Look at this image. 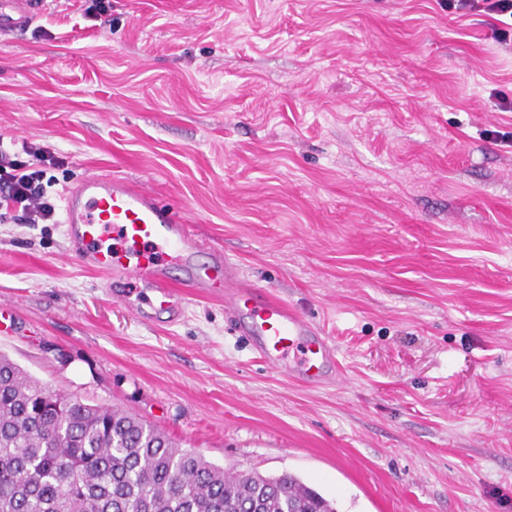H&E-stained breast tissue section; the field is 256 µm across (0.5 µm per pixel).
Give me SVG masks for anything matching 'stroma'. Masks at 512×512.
Instances as JSON below:
<instances>
[{"label":"stroma","mask_w":512,"mask_h":512,"mask_svg":"<svg viewBox=\"0 0 512 512\" xmlns=\"http://www.w3.org/2000/svg\"><path fill=\"white\" fill-rule=\"evenodd\" d=\"M52 0L0 32V139L154 191L320 326L341 383L224 317L114 302L60 224H0V352L338 512H512V42L448 0Z\"/></svg>","instance_id":"1"}]
</instances>
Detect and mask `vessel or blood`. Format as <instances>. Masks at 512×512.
Listing matches in <instances>:
<instances>
[{
  "label": "vessel or blood",
  "instance_id": "vessel-or-blood-1",
  "mask_svg": "<svg viewBox=\"0 0 512 512\" xmlns=\"http://www.w3.org/2000/svg\"><path fill=\"white\" fill-rule=\"evenodd\" d=\"M41 0H0V29L31 23ZM69 256L101 273L109 295L136 312L178 321L190 298H222L227 322L265 364L293 381L334 383L336 348L320 327L248 283L222 251L207 249L193 225L155 193L109 173L88 174L61 195ZM209 261L198 264L200 253Z\"/></svg>",
  "mask_w": 512,
  "mask_h": 512
}]
</instances>
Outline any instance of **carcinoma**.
<instances>
[{
	"instance_id": "1",
	"label": "carcinoma",
	"mask_w": 512,
	"mask_h": 512,
	"mask_svg": "<svg viewBox=\"0 0 512 512\" xmlns=\"http://www.w3.org/2000/svg\"><path fill=\"white\" fill-rule=\"evenodd\" d=\"M0 512L337 510L290 472H226L137 414L57 393L0 354Z\"/></svg>"
}]
</instances>
